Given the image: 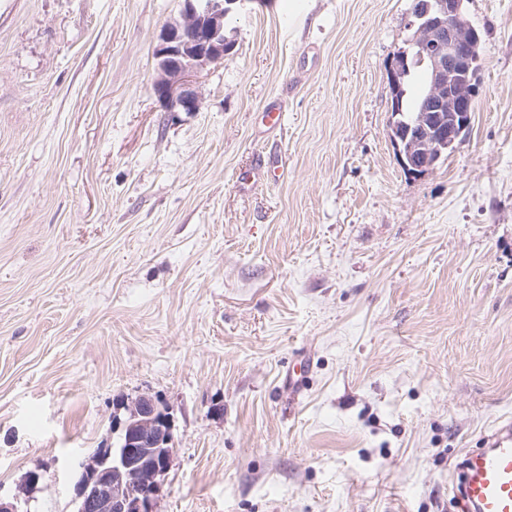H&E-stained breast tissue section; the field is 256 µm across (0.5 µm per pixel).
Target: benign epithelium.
I'll use <instances>...</instances> for the list:
<instances>
[{"instance_id":"benign-epithelium-1","label":"benign epithelium","mask_w":512,"mask_h":512,"mask_svg":"<svg viewBox=\"0 0 512 512\" xmlns=\"http://www.w3.org/2000/svg\"><path fill=\"white\" fill-rule=\"evenodd\" d=\"M183 2L180 18L163 28L155 49L159 73L153 90L171 112L199 107L198 78L232 49L225 19L239 0ZM462 13L463 0H422L415 20L408 22L429 88L422 101L429 120L421 122L417 135L439 145L461 140L474 108L480 37L469 22L462 21ZM407 62L405 56L394 57L393 87H400L409 73ZM125 410L124 419H115L120 429L117 447L98 449L74 484L78 512H154L174 454L170 421L146 396Z\"/></svg>"}]
</instances>
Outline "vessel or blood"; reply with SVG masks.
<instances>
[{"mask_svg": "<svg viewBox=\"0 0 512 512\" xmlns=\"http://www.w3.org/2000/svg\"><path fill=\"white\" fill-rule=\"evenodd\" d=\"M454 468V492L463 512H512V420H500Z\"/></svg>", "mask_w": 512, "mask_h": 512, "instance_id": "vessel-or-blood-1", "label": "vessel or blood"}]
</instances>
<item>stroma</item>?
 <instances>
[{"instance_id": "1", "label": "stroma", "mask_w": 512, "mask_h": 512, "mask_svg": "<svg viewBox=\"0 0 512 512\" xmlns=\"http://www.w3.org/2000/svg\"><path fill=\"white\" fill-rule=\"evenodd\" d=\"M409 7L243 0L170 112L183 0H0V500L77 512L144 395L156 512H456L449 470L512 418V0H469L471 125L421 175L390 140Z\"/></svg>"}]
</instances>
